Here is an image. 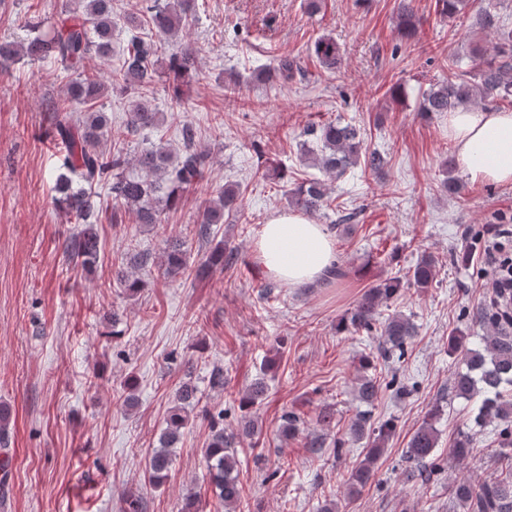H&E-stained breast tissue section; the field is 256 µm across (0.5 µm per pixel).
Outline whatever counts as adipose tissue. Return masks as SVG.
I'll list each match as a JSON object with an SVG mask.
<instances>
[{
	"label": "adipose tissue",
	"mask_w": 512,
	"mask_h": 512,
	"mask_svg": "<svg viewBox=\"0 0 512 512\" xmlns=\"http://www.w3.org/2000/svg\"><path fill=\"white\" fill-rule=\"evenodd\" d=\"M448 138L461 170L471 180L512 184V112L461 109L448 115ZM255 249L266 271L292 288L320 281L336 260L322 224L291 211L273 214Z\"/></svg>",
	"instance_id": "ef3b65f1"
}]
</instances>
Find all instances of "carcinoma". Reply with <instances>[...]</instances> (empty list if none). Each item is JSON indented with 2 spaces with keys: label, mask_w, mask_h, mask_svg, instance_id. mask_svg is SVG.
I'll list each match as a JSON object with an SVG mask.
<instances>
[{
  "label": "carcinoma",
  "mask_w": 512,
  "mask_h": 512,
  "mask_svg": "<svg viewBox=\"0 0 512 512\" xmlns=\"http://www.w3.org/2000/svg\"><path fill=\"white\" fill-rule=\"evenodd\" d=\"M75 2L78 7L64 6L50 30H41L43 21L37 16L30 17L29 27L39 34L14 47L0 45V68L17 57L26 56L32 60H50L60 71L75 75L66 87L64 104L54 110L51 120L55 137L65 151L63 172L56 179L54 190L62 210L84 224L78 235L66 241L64 253L69 261L86 267L96 262L102 250V240L96 228L102 208L93 187L101 183L109 186L112 215L124 210L132 213L138 224H160L163 209L159 207L158 193L168 188L165 207H176L180 194L199 185L206 155L195 148L194 131L185 122L182 123L184 153L179 160L171 163L162 147L146 150L137 159L141 169L139 176L123 174L128 159L122 149L116 147L107 152L100 148L98 138L107 119L97 108V103L105 95L107 84L98 76L86 73L84 62L93 52L101 57L112 54V27L117 21L112 17V0ZM193 2L150 0L142 15L125 17L124 25L134 34L124 48L120 65L110 74L112 89L125 94L139 93L153 82L157 66L161 64L171 81L174 95L181 96L183 87L190 84L197 72L198 49L183 42L165 56L161 42L141 37L135 31L148 26L168 40L176 38L192 17ZM479 16L482 28L494 31L493 39L487 46L477 41L470 42L471 68L463 71L448 66V80L424 94L421 111L454 112L481 101L496 103L512 98V28L505 25L494 0H486L480 5ZM418 24L413 8L403 5L398 19L401 34L407 38L412 36ZM313 53L327 69L335 68L341 60L340 48L331 37L315 41ZM71 103L86 107L85 118L80 124L69 108ZM156 122L157 112L151 105L141 99L135 100L127 121L128 129L135 132L154 127ZM304 134L314 137L318 166L328 174L343 175L362 156L365 157V166L371 170H378L384 164V158L378 151H363L360 130L350 122L314 124ZM288 194L292 206L311 214L324 206L327 190L321 180L310 178L295 184ZM241 195L240 186H224L218 198L205 208L198 236L209 238L213 225L224 223V212L238 208ZM236 262L233 249L223 245L217 246L208 258L210 265L220 268L231 267ZM161 267L166 277L188 279L192 276V268L178 245L166 249ZM435 276L436 259L430 254L422 255L408 271V280L418 288L428 287ZM401 288L399 276L379 279L363 292L350 311L351 325L368 336L379 338L386 359L394 354L397 359H402L407 341L414 336L413 323L400 314L380 320L379 308ZM484 341V351L467 352V371L455 373L453 390L467 400L476 393L481 394L480 403L472 408L475 422L499 420L505 424L499 431V448L496 449L504 468L500 476L491 481L475 484L461 479L448 484V497L466 512H512V397L508 394V388H512V333L496 331L484 337ZM275 367L277 359L265 360L258 377L239 392L237 402L241 412V431L224 427V410L214 413L208 408L203 409L210 425L204 456L215 496L226 512H233L243 498V489L236 475L239 465L235 452L236 438L242 434L250 438L260 437L262 429L254 415L256 407L269 397L268 374ZM383 385L406 393V387L397 384V374H392L389 381L382 374L360 379L359 399L367 405L373 404ZM199 402L198 387L190 380L182 382L175 396V405L168 412L158 446L146 464L151 483L159 484L168 477L174 460V445L186 425L187 410L197 407ZM439 413L440 408L431 409L428 419L413 432L408 442L405 455L413 463V467L405 472L408 481L426 485L439 467L436 457L439 436L433 425ZM303 424L298 413L286 410L281 415L280 435L294 438L301 432ZM392 429L389 422L374 425L368 413H360L350 421L351 437L368 440L363 458L353 464L346 480L351 495L360 494L374 477L375 466Z\"/></svg>",
  "instance_id": "1"
}]
</instances>
